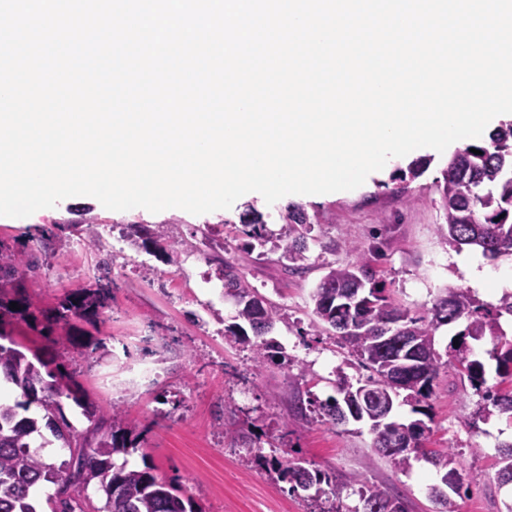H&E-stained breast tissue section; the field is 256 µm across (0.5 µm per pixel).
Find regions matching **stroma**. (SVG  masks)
<instances>
[{
	"mask_svg": "<svg viewBox=\"0 0 512 512\" xmlns=\"http://www.w3.org/2000/svg\"><path fill=\"white\" fill-rule=\"evenodd\" d=\"M453 150H418L421 173L408 183L394 181L391 170L371 173L352 191L304 200L315 217L304 273H288L283 249L267 242L259 253H246L240 205L194 215L171 208L158 213L143 208L106 209L88 196L71 197L56 207L25 218L0 216V240L26 246V268L14 287L30 301L34 317L18 319L7 332L21 347L36 351L49 369L75 372L84 396L104 413L124 412L138 438L127 457L130 467L151 468L175 482L180 495L203 512H353L359 501L351 491L341 498L309 489L290 492L287 482L267 466L273 451L330 475L355 473L400 497L407 512H500L512 498V486L500 485L499 447L512 442V416L484 411V402L451 370H441L429 400L430 434L425 453L412 454L405 469L378 454L368 425L333 426L319 418L303 419L296 406L310 396L337 394L340 377L356 380L362 368L352 365L346 348L333 334L312 324L311 295L330 266L354 261L357 250L372 260L376 278L393 297L416 313L431 308L447 290L462 289L480 302L497 304L502 289L475 286L469 265H480L503 278L512 276V260L489 261L481 251L453 250L436 231L443 221L437 190ZM141 222L164 224L168 248L181 255L168 264L155 254L134 250L118 239L116 229ZM223 224V256L239 262L248 279L285 319L271 333L284 358L256 366L248 349L230 343L224 330L236 307L225 298L214 268L192 252L199 228ZM65 225L52 261L28 245L29 236ZM93 225L104 235L96 251H74L79 228ZM107 262L112 292L103 322L48 327L44 315L65 296L93 284L97 265ZM152 332V356L161 372L142 383L129 380L141 358L140 333ZM103 342L94 354H81L87 338ZM234 423L242 439L224 435ZM461 454L464 483L447 504L431 497L442 467L427 452L448 449Z\"/></svg>",
	"mask_w": 512,
	"mask_h": 512,
	"instance_id": "stroma-1",
	"label": "stroma"
}]
</instances>
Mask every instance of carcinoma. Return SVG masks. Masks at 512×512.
I'll return each mask as SVG.
<instances>
[{
    "label": "carcinoma",
    "instance_id": "cac0c4a2",
    "mask_svg": "<svg viewBox=\"0 0 512 512\" xmlns=\"http://www.w3.org/2000/svg\"><path fill=\"white\" fill-rule=\"evenodd\" d=\"M474 149L481 154L467 148L453 158L444 184L438 186L444 223L437 226V233L457 251L474 248L491 259L512 257V124L494 129L486 142ZM240 222L247 227V238L261 245L266 242L268 233L262 213L247 208ZM312 230L313 221L307 212L298 205L288 206L285 226L279 233V239L287 242L284 258L288 260V269L304 268L307 239ZM167 238L168 228L164 224L134 223L125 234L129 246L147 252L149 244L160 245ZM210 261L220 266L224 293L235 300L238 318L250 326L254 336H249L238 323L226 329V333L251 351L256 364L262 366L273 360L279 345L263 335L283 319L279 308L261 296L233 262L216 254ZM23 265L22 255L0 244V377L17 387L23 396V400L12 404L0 401V512H39L37 495L45 483L72 487L62 498L54 493L47 496L51 512H201L192 499L181 498L172 484L150 471L129 468L125 461L116 464L114 456L135 450L122 411L112 410L109 429L103 430L104 420L97 416L92 404L82 401L74 374H55L47 370L41 359L32 361L14 347L4 326L11 319L24 316L27 304L19 299V309H10L6 288ZM106 279L105 275L99 276L95 288L65 297L50 321L64 325L76 320L99 321L108 307L110 283ZM311 300L313 325H324L338 333L350 356L370 371V375L354 383L340 379L338 397L321 405L323 416L335 426L351 419L370 421L374 448L397 468L408 466L411 452L423 451V440L430 427L422 419L382 425L370 410L381 401L395 402L404 391L406 398L417 406L415 412L430 417L428 400L442 369L454 370L473 390L483 393V399L498 412L512 414V390L500 393L486 386L485 364L468 344L470 340L485 344L484 353L496 362L498 375L512 379V339L506 338L500 324L503 315L512 317V293L502 296L498 304L488 306L466 291H451L426 314L417 316L386 295L369 261L360 255L352 263L330 268ZM458 321L464 322V328L457 333L458 346H449L443 356L435 349L436 332ZM63 396L82 408L90 422L86 431L79 432L68 424L60 403ZM33 404L41 412L39 419L25 415ZM58 420L68 425V435L57 429ZM43 427L50 431L53 440L63 442L70 459L56 466L33 450L36 436L42 438L38 447L52 444V440L43 437ZM431 459L437 465L442 463L435 455ZM266 463L294 491L324 483L338 499L343 490L353 489L361 503L353 512H405L401 502L356 474L344 479L331 478L299 461L276 455ZM442 464L447 467L444 486L458 492L462 482L459 454L448 449ZM499 464L498 481L511 484L512 443L502 445ZM86 486L101 492L102 505L92 504L83 491Z\"/></svg>",
    "mask_w": 512,
    "mask_h": 512
}]
</instances>
